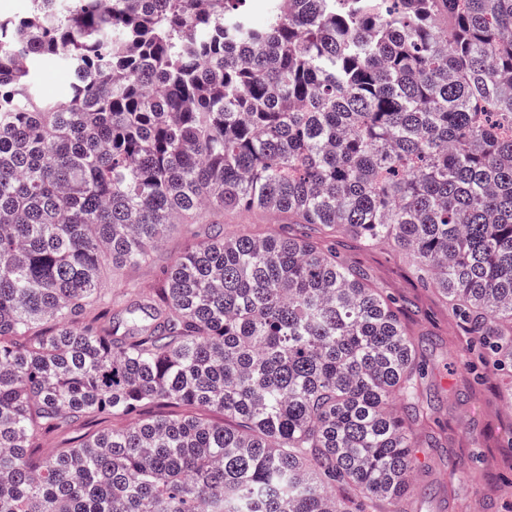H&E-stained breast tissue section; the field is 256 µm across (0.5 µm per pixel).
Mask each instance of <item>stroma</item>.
<instances>
[{"label": "stroma", "instance_id": "1", "mask_svg": "<svg viewBox=\"0 0 512 512\" xmlns=\"http://www.w3.org/2000/svg\"><path fill=\"white\" fill-rule=\"evenodd\" d=\"M268 214L203 212L181 224L154 251L150 263L105 270L115 308L137 292L154 287L185 251L217 232L263 233L274 229ZM337 253L367 270L379 288L405 307V321L419 347L425 385L435 399L432 421L423 428L426 448L418 453L415 478L423 490L418 512H512V449L504 436L512 429V375L488 374L475 382L461 357L467 337L441 296L415 279L409 258L393 244L364 250L337 236Z\"/></svg>", "mask_w": 512, "mask_h": 512}]
</instances>
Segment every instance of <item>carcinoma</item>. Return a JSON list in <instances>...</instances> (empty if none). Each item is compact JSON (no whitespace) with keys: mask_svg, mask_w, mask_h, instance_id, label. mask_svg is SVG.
<instances>
[{"mask_svg":"<svg viewBox=\"0 0 512 512\" xmlns=\"http://www.w3.org/2000/svg\"><path fill=\"white\" fill-rule=\"evenodd\" d=\"M278 2L0 19V512H414L425 369L338 234L403 251L512 372V0ZM202 209L318 235L211 236L111 319L105 263ZM95 416L127 424L41 453ZM48 72L37 77L40 95L51 101H66L71 92V72L64 67L52 68Z\"/></svg>","mask_w":512,"mask_h":512,"instance_id":"cac0c4a2","label":"carcinoma"}]
</instances>
